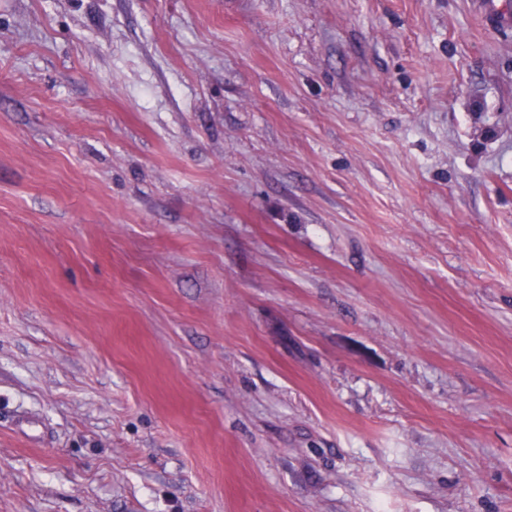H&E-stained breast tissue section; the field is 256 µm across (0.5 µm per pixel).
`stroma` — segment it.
Masks as SVG:
<instances>
[{"mask_svg": "<svg viewBox=\"0 0 512 512\" xmlns=\"http://www.w3.org/2000/svg\"><path fill=\"white\" fill-rule=\"evenodd\" d=\"M0 512H512V22L0 0Z\"/></svg>", "mask_w": 512, "mask_h": 512, "instance_id": "1", "label": "stroma"}]
</instances>
